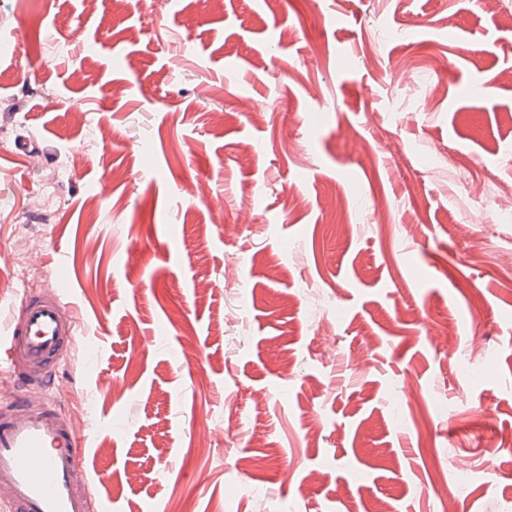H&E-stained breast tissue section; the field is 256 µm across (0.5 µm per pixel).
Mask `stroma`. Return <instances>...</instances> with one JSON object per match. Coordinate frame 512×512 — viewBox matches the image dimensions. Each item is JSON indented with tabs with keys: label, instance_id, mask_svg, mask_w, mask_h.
<instances>
[{
	"label": "stroma",
	"instance_id": "1",
	"mask_svg": "<svg viewBox=\"0 0 512 512\" xmlns=\"http://www.w3.org/2000/svg\"><path fill=\"white\" fill-rule=\"evenodd\" d=\"M490 183L501 6L0 0V309L76 313L47 395L107 512H512V222L461 203Z\"/></svg>",
	"mask_w": 512,
	"mask_h": 512
}]
</instances>
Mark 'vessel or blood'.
<instances>
[{
    "label": "vessel or blood",
    "instance_id": "b4317fda",
    "mask_svg": "<svg viewBox=\"0 0 512 512\" xmlns=\"http://www.w3.org/2000/svg\"><path fill=\"white\" fill-rule=\"evenodd\" d=\"M79 336L77 318L59 297L29 294L11 308L0 352L20 389L0 403V489L12 512H103L85 486V435L61 407L31 395L67 361Z\"/></svg>",
    "mask_w": 512,
    "mask_h": 512
}]
</instances>
